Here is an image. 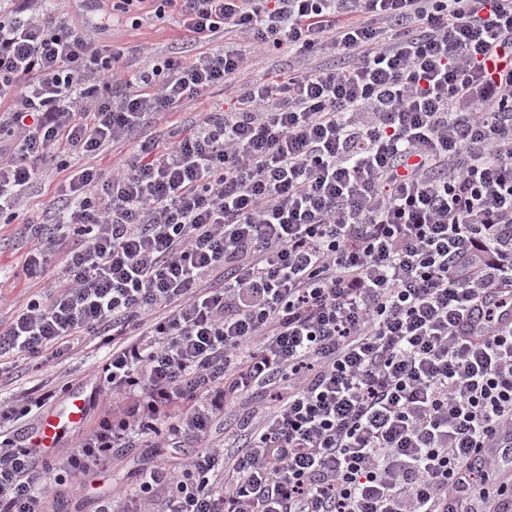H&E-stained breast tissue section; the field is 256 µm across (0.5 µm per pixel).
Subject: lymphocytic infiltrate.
<instances>
[{"label": "lymphocytic infiltrate", "instance_id": "f902f5d3", "mask_svg": "<svg viewBox=\"0 0 512 512\" xmlns=\"http://www.w3.org/2000/svg\"><path fill=\"white\" fill-rule=\"evenodd\" d=\"M149 2L200 50L127 77L66 9L0 0V222L66 175L22 268L60 257V283L0 327V361L108 349L68 456L21 432L55 389L0 399V512L136 446L166 456L94 512H512V0ZM259 51L306 65L253 82ZM215 87L230 106L97 166Z\"/></svg>", "mask_w": 512, "mask_h": 512}]
</instances>
